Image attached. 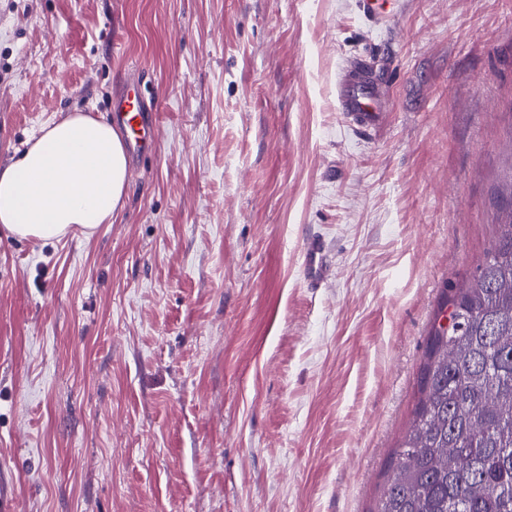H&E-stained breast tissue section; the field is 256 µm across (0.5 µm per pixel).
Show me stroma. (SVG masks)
Segmentation results:
<instances>
[{
	"label": "stroma",
	"mask_w": 512,
	"mask_h": 512,
	"mask_svg": "<svg viewBox=\"0 0 512 512\" xmlns=\"http://www.w3.org/2000/svg\"><path fill=\"white\" fill-rule=\"evenodd\" d=\"M129 84L155 135L115 220L0 231V512H373L493 239L512 0H0V167ZM336 101L348 125L368 130L385 122L390 96L376 71L365 60L355 59L336 76Z\"/></svg>",
	"instance_id": "obj_1"
}]
</instances>
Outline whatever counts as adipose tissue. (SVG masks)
<instances>
[{"label":"adipose tissue","instance_id":"obj_1","mask_svg":"<svg viewBox=\"0 0 512 512\" xmlns=\"http://www.w3.org/2000/svg\"><path fill=\"white\" fill-rule=\"evenodd\" d=\"M123 144L104 120L76 113L42 128L0 168V227L47 240L111 223L127 190Z\"/></svg>","mask_w":512,"mask_h":512}]
</instances>
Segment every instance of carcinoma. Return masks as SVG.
<instances>
[{
  "label": "carcinoma",
  "instance_id": "1",
  "mask_svg": "<svg viewBox=\"0 0 512 512\" xmlns=\"http://www.w3.org/2000/svg\"><path fill=\"white\" fill-rule=\"evenodd\" d=\"M475 273L440 310L414 424L376 512H512V183Z\"/></svg>",
  "mask_w": 512,
  "mask_h": 512
}]
</instances>
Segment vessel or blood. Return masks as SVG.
Segmentation results:
<instances>
[{
  "label": "vessel or blood",
  "mask_w": 512,
  "mask_h": 512,
  "mask_svg": "<svg viewBox=\"0 0 512 512\" xmlns=\"http://www.w3.org/2000/svg\"><path fill=\"white\" fill-rule=\"evenodd\" d=\"M336 101L348 125L368 130L385 122L390 96L376 71L365 60L355 59L336 76ZM112 121L126 133L131 156H138L148 148L152 120L143 98L124 97L113 107Z\"/></svg>",
  "instance_id": "1"
}]
</instances>
